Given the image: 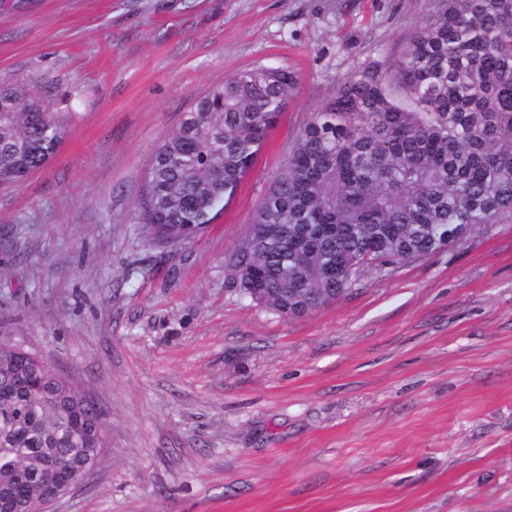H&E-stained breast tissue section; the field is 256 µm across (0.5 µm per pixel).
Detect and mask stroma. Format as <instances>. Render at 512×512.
Returning a JSON list of instances; mask_svg holds the SVG:
<instances>
[{"instance_id": "35a3bbf8", "label": "stroma", "mask_w": 512, "mask_h": 512, "mask_svg": "<svg viewBox=\"0 0 512 512\" xmlns=\"http://www.w3.org/2000/svg\"><path fill=\"white\" fill-rule=\"evenodd\" d=\"M424 0H0V85L51 83L57 155L0 186V328L71 376L108 446L49 512H512V223L367 271L300 318L228 264L312 112ZM297 93L194 239L146 241L153 154L238 71Z\"/></svg>"}]
</instances>
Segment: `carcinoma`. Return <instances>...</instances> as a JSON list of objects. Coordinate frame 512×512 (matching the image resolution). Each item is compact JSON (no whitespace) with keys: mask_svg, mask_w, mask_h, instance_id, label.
Instances as JSON below:
<instances>
[{"mask_svg":"<svg viewBox=\"0 0 512 512\" xmlns=\"http://www.w3.org/2000/svg\"><path fill=\"white\" fill-rule=\"evenodd\" d=\"M393 59L363 62L312 113L229 259L239 293L303 316L362 273L512 222V0H426ZM295 76L259 66L200 95L157 147L138 201L146 241L202 231L252 168ZM69 131L50 85H0V184L44 167ZM105 445L96 403L0 330V494L40 499L46 463Z\"/></svg>","mask_w":512,"mask_h":512,"instance_id":"obj_1","label":"carcinoma"}]
</instances>
